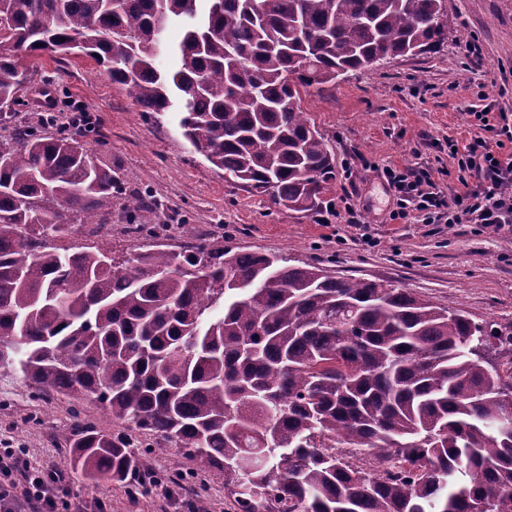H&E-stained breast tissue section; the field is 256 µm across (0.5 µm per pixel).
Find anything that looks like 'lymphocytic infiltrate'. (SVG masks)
<instances>
[{
	"label": "lymphocytic infiltrate",
	"instance_id": "obj_1",
	"mask_svg": "<svg viewBox=\"0 0 512 512\" xmlns=\"http://www.w3.org/2000/svg\"><path fill=\"white\" fill-rule=\"evenodd\" d=\"M473 127L478 130L462 147L453 152L457 163V185L443 190L428 172L411 173L388 167L384 178L396 196L393 219L416 217L424 224H478L496 231H512V114L491 108L470 111ZM21 462L15 450L0 451V512H16L22 505L34 512H53L61 477L45 479L35 472H25L22 481L11 478Z\"/></svg>",
	"mask_w": 512,
	"mask_h": 512
}]
</instances>
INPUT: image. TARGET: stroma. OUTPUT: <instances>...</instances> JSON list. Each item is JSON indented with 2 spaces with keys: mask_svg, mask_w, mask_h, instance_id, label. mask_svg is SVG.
<instances>
[{
  "mask_svg": "<svg viewBox=\"0 0 512 512\" xmlns=\"http://www.w3.org/2000/svg\"><path fill=\"white\" fill-rule=\"evenodd\" d=\"M448 37L438 47L353 71L321 88H308L302 105L326 138L336 164L327 204L349 194L360 211L357 225L320 224L319 212H291L260 194L224 179L194 152L176 112H145L122 85L113 83L82 54L34 58L39 85L53 87V109L32 99L16 106L0 134L16 128L58 134L72 102L85 104L95 123L85 143L112 167L122 188L112 200V228L79 245L103 243L115 253L161 242L177 249L197 238L220 239L226 247L261 250L321 265L341 278H367L424 295L467 311L477 321H512V235L474 224L406 223L387 218L390 204L385 167L427 169L444 188L456 186L457 164L449 141L466 143L475 130L468 110L485 103L512 111V0H447ZM481 47V60L467 59L466 43ZM145 193L157 209L145 218V233H127L130 195ZM85 424L111 428L104 406L61 393L46 395L11 368H0V441L24 449L27 467L68 482L55 512L67 502L101 499L107 512H233L224 476L196 475L181 496H169L166 479L194 469L183 451L162 437L131 431L158 481L137 495L125 483L89 480L69 466L62 434Z\"/></svg>",
  "mask_w": 512,
  "mask_h": 512,
  "instance_id": "stroma-1",
  "label": "stroma"
}]
</instances>
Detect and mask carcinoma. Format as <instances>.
<instances>
[{"label": "carcinoma", "instance_id": "carcinoma-1", "mask_svg": "<svg viewBox=\"0 0 512 512\" xmlns=\"http://www.w3.org/2000/svg\"><path fill=\"white\" fill-rule=\"evenodd\" d=\"M443 3L0 0V101L33 82L21 58L83 53L144 112L186 102L182 135L224 180L314 211L336 166L301 91L430 49ZM185 19L162 73V26ZM118 190L77 139L0 134V366L223 473L234 512H512V382L492 363L512 323L218 240L71 244ZM64 442L88 477L147 482L122 434ZM373 452L379 470L354 461Z\"/></svg>", "mask_w": 512, "mask_h": 512}]
</instances>
